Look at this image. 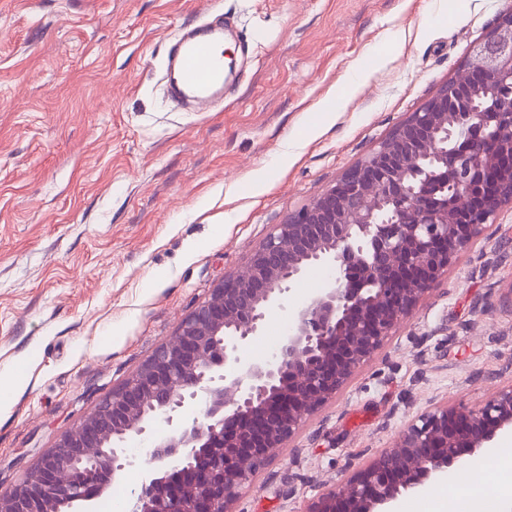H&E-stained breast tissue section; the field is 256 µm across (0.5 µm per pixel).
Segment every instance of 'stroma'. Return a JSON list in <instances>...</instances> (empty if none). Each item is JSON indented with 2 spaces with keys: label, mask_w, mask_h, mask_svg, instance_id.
I'll list each match as a JSON object with an SVG mask.
<instances>
[{
  "label": "stroma",
  "mask_w": 512,
  "mask_h": 512,
  "mask_svg": "<svg viewBox=\"0 0 512 512\" xmlns=\"http://www.w3.org/2000/svg\"><path fill=\"white\" fill-rule=\"evenodd\" d=\"M211 0H0V491L79 424L275 224L448 81L512 0H221L246 74L210 112L166 102L164 57ZM377 62L366 80L354 70ZM341 102L331 119L321 106ZM290 152L279 165L282 152ZM268 176L264 193L249 181ZM331 272L309 269L262 340ZM512 382V208L234 504L304 512L432 403Z\"/></svg>",
  "instance_id": "1"
}]
</instances>
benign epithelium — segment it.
<instances>
[{
	"label": "benign epithelium",
	"instance_id": "1",
	"mask_svg": "<svg viewBox=\"0 0 512 512\" xmlns=\"http://www.w3.org/2000/svg\"><path fill=\"white\" fill-rule=\"evenodd\" d=\"M512 205V5L443 86L211 289L168 342L0 493V512H95V487L135 465L126 445L163 419L128 512H234L305 421L352 377ZM333 277L293 310L269 357L241 352L314 265ZM512 434V383L477 408L436 402L305 512H392L399 495L468 468ZM96 452L89 453L87 449Z\"/></svg>",
	"mask_w": 512,
	"mask_h": 512
}]
</instances>
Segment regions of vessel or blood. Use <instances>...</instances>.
I'll list each match as a JSON object with an SVG mask.
<instances>
[{
  "instance_id": "1",
  "label": "vessel or blood",
  "mask_w": 512,
  "mask_h": 512,
  "mask_svg": "<svg viewBox=\"0 0 512 512\" xmlns=\"http://www.w3.org/2000/svg\"><path fill=\"white\" fill-rule=\"evenodd\" d=\"M211 20L185 26L170 47L166 78L175 95L197 112L211 111L224 95V14L210 10Z\"/></svg>"
}]
</instances>
